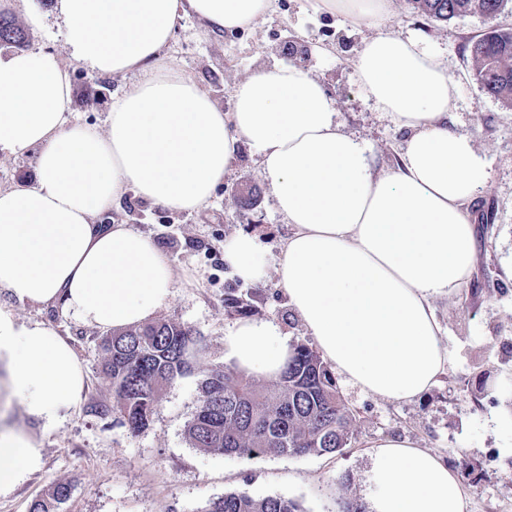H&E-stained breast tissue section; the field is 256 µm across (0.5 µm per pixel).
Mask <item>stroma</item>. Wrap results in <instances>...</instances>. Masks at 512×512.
Returning a JSON list of instances; mask_svg holds the SVG:
<instances>
[{
	"mask_svg": "<svg viewBox=\"0 0 512 512\" xmlns=\"http://www.w3.org/2000/svg\"><path fill=\"white\" fill-rule=\"evenodd\" d=\"M313 0H274L259 25L238 36L213 33L188 16L177 21L165 51L171 64L206 89L224 111L234 107L238 80L258 66L297 63L309 68L341 114L343 129L367 142L382 169L393 167L405 130L368 101L355 75V61L375 28L351 24L342 15L314 10ZM13 16L27 30V49L67 60L64 22L58 0H20ZM389 31L420 39L437 51L457 83L452 125L469 135L488 162L487 178L470 205L478 228L476 262L490 277L473 273L452 298L434 300L449 363L421 397L390 402L337 378L346 403L357 416L350 444L333 455L277 456L243 460L192 448L185 427L199 404L203 372L224 364V331L237 321L225 310L224 293L253 292L254 318L282 324L289 343L313 338L292 312L276 277L247 285L224 263V240L245 232L257 235L270 256H278L289 228L277 213L259 159L241 144L230 172L214 198L194 212L152 205L126 191L120 205L103 214L154 241L178 270L173 293L160 316L191 327L196 344L193 373L164 391L147 428L130 434L111 413L112 384L101 369L104 330L84 324L59 305L20 301L0 292V310L24 323H41L67 338L81 360L87 389L80 407L43 433L44 466L8 495L0 512H30L54 482L71 487L60 512H203L229 492L284 496L303 512H340L344 503L367 504L370 445L386 437L407 438L436 453L469 497V512H512V111L485 95L472 76L466 45L492 28H512V12L494 18L468 16L448 23L418 16L408 0H392ZM73 117L92 130L106 129L114 98L127 79L85 68L71 73ZM111 87L97 104L81 97ZM255 191L256 203L243 209L237 199ZM490 375L481 397L472 390L480 372Z\"/></svg>",
	"mask_w": 512,
	"mask_h": 512,
	"instance_id": "1",
	"label": "stroma"
}]
</instances>
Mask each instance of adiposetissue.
<instances>
[{
	"instance_id": "ef3b65f1",
	"label": "adipose tissue",
	"mask_w": 512,
	"mask_h": 512,
	"mask_svg": "<svg viewBox=\"0 0 512 512\" xmlns=\"http://www.w3.org/2000/svg\"><path fill=\"white\" fill-rule=\"evenodd\" d=\"M378 32L355 69L368 98L408 130L397 165L379 170L362 140L342 130L320 81L299 64L261 67L222 111L162 52L178 18L207 29L249 26L273 0H60L73 63L136 80L112 103L105 132L69 120L70 72L49 53L0 55V151L37 148L32 182L0 189V288L37 304L61 303L100 329L152 320L178 277L147 236L101 215L134 189L174 211L208 203L247 141L292 233L277 261L257 237L224 242V262L246 283L276 273L321 357L350 384L389 401L428 391L448 350L432 301L451 297L474 270L469 203L487 160L449 129L455 81L413 38L385 31L389 0H317ZM291 350L280 323L240 319L224 355L276 379ZM86 376L69 342L0 311V402H19L37 428L65 421ZM36 428V430H37ZM36 430L0 422V496L43 467ZM370 512H468L457 474L436 454L388 437L373 445Z\"/></svg>"
}]
</instances>
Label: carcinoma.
<instances>
[{
    "mask_svg": "<svg viewBox=\"0 0 512 512\" xmlns=\"http://www.w3.org/2000/svg\"><path fill=\"white\" fill-rule=\"evenodd\" d=\"M512 0H409L433 21L467 16L493 17ZM27 33L0 10V49H21ZM473 78L481 90L512 109V30L492 29L471 39ZM249 293L224 294V308L240 316L253 311ZM193 331L161 318L112 331L102 344V372L112 382V413L136 434L151 421L164 389L190 371ZM356 417L347 406L332 367L305 343L292 349L280 377L270 383L234 367H215L204 376L199 405L185 436L192 447L221 455L255 459L274 455H325L345 448ZM71 495L67 483L52 484L30 512H58ZM203 512H302L293 499L226 493Z\"/></svg>",
    "mask_w": 512,
    "mask_h": 512,
    "instance_id": "carcinoma-1",
    "label": "carcinoma"
}]
</instances>
